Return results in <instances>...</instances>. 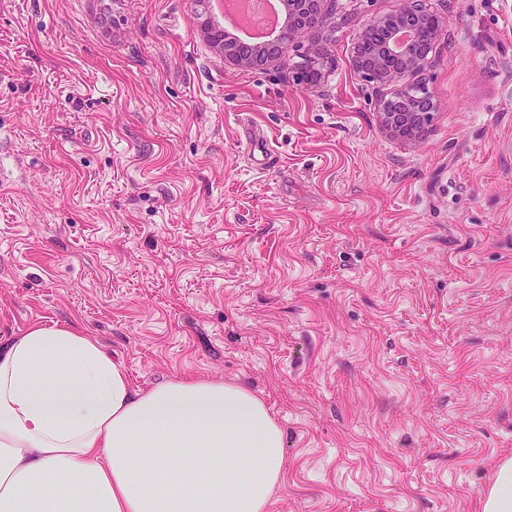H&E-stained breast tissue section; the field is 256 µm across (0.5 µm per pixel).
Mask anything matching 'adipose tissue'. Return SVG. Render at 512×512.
I'll use <instances>...</instances> for the list:
<instances>
[{
	"label": "adipose tissue",
	"mask_w": 512,
	"mask_h": 512,
	"mask_svg": "<svg viewBox=\"0 0 512 512\" xmlns=\"http://www.w3.org/2000/svg\"><path fill=\"white\" fill-rule=\"evenodd\" d=\"M283 467L240 386L135 385L70 325L0 343V512H267Z\"/></svg>",
	"instance_id": "adipose-tissue-1"
}]
</instances>
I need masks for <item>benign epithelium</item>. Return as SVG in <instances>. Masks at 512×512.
Here are the masks:
<instances>
[{
	"instance_id": "1",
	"label": "benign epithelium",
	"mask_w": 512,
	"mask_h": 512,
	"mask_svg": "<svg viewBox=\"0 0 512 512\" xmlns=\"http://www.w3.org/2000/svg\"><path fill=\"white\" fill-rule=\"evenodd\" d=\"M330 0H288V17L267 40L243 55L240 40L224 38V61L234 66H260L273 59H284L297 40L308 41L306 87L321 76L327 50L317 38L325 5ZM445 25L440 16L429 11L422 0H401L393 14L374 17L367 22L360 41L352 51V68L361 78L379 86H392V98L378 105L381 127L389 135L404 140H419L434 112L425 84L402 83L405 75H419L428 65Z\"/></svg>"
}]
</instances>
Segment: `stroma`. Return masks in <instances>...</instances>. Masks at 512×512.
I'll use <instances>...</instances> for the list:
<instances>
[{
    "label": "stroma",
    "mask_w": 512,
    "mask_h": 512,
    "mask_svg": "<svg viewBox=\"0 0 512 512\" xmlns=\"http://www.w3.org/2000/svg\"><path fill=\"white\" fill-rule=\"evenodd\" d=\"M400 4L335 0L306 90L303 44L229 65L194 0H0V341L247 388L268 512H481L512 457V0H426L417 142L351 66Z\"/></svg>",
    "instance_id": "obj_1"
}]
</instances>
